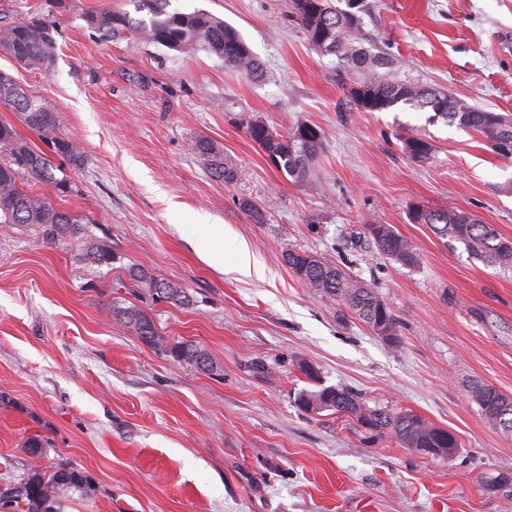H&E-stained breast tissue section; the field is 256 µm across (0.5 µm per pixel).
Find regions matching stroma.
I'll return each instance as SVG.
<instances>
[{"label": "stroma", "mask_w": 512, "mask_h": 512, "mask_svg": "<svg viewBox=\"0 0 512 512\" xmlns=\"http://www.w3.org/2000/svg\"><path fill=\"white\" fill-rule=\"evenodd\" d=\"M170 4L224 19L265 78L88 27V15L132 10L131 0H0V19L38 12L54 28L50 73L3 54L0 70L49 100L83 148L63 206L94 220L114 255L87 265L78 250L0 224V488L23 478V444L40 435L44 471L90 478L65 512H512V436L470 397L477 382L512 397V272L409 218L414 206L463 210L512 239V160L425 110L357 111L336 79L342 62L312 48L290 0ZM363 35L400 77L512 115V0H367ZM255 118L323 131L309 182L285 177L250 140ZM416 135L432 147L427 160L403 148ZM201 136L238 165L236 182L210 175L192 149ZM216 224L217 250L228 259L248 245L258 273L199 257ZM370 224L416 243L418 265L379 254ZM290 247L342 261L374 288L399 321L398 342L305 288L281 259ZM135 263L186 288L193 305L120 287ZM117 297L151 311L171 340L200 344L217 372L143 345L113 316ZM328 386L447 429L458 454L428 458L298 406L301 391Z\"/></svg>", "instance_id": "stroma-1"}]
</instances>
